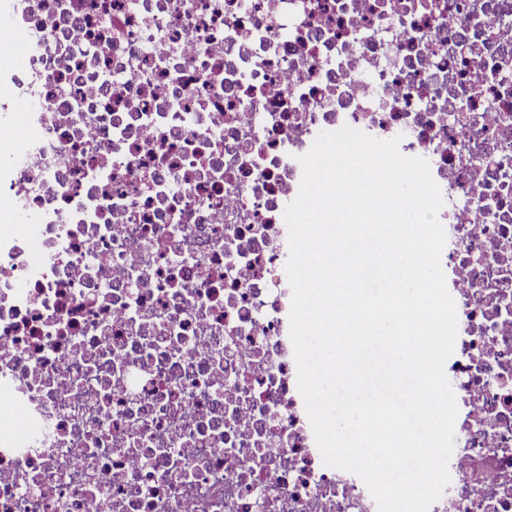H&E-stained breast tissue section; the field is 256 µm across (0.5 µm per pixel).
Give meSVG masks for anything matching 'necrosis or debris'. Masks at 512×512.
I'll use <instances>...</instances> for the list:
<instances>
[{
    "label": "necrosis or debris",
    "mask_w": 512,
    "mask_h": 512,
    "mask_svg": "<svg viewBox=\"0 0 512 512\" xmlns=\"http://www.w3.org/2000/svg\"><path fill=\"white\" fill-rule=\"evenodd\" d=\"M0 512H378L297 385L284 212L350 126L440 188L450 482L512 512V0H0Z\"/></svg>",
    "instance_id": "obj_1"
}]
</instances>
